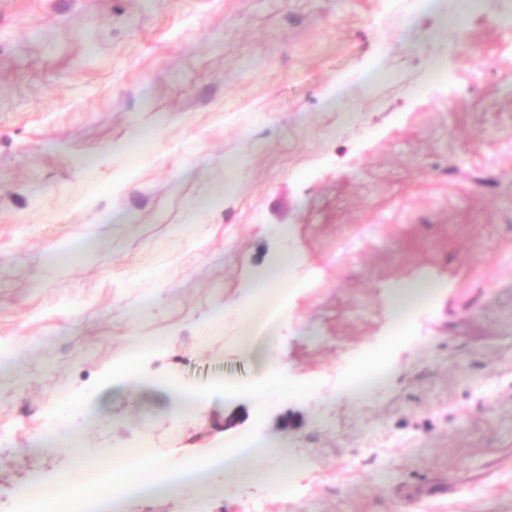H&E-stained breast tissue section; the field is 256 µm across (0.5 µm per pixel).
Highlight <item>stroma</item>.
Returning a JSON list of instances; mask_svg holds the SVG:
<instances>
[{"label": "stroma", "instance_id": "35a3bbf8", "mask_svg": "<svg viewBox=\"0 0 512 512\" xmlns=\"http://www.w3.org/2000/svg\"><path fill=\"white\" fill-rule=\"evenodd\" d=\"M279 259L271 351L318 390L181 416L161 376L263 373L239 302ZM368 350L394 374L337 396ZM255 425L288 494L126 512H512V0H0V501Z\"/></svg>", "mask_w": 512, "mask_h": 512}]
</instances>
